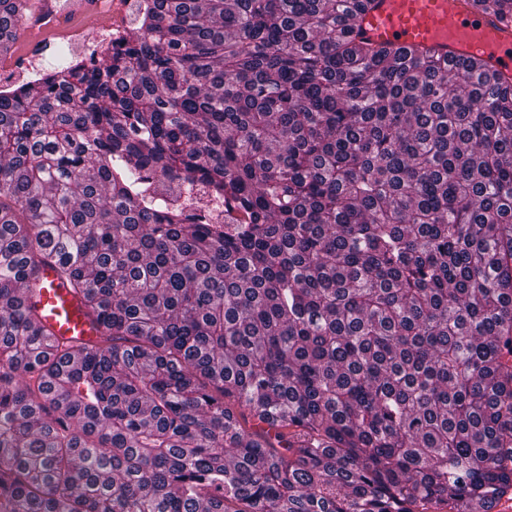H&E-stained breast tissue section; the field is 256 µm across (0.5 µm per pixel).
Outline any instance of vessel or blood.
Masks as SVG:
<instances>
[{
  "label": "vessel or blood",
  "mask_w": 512,
  "mask_h": 512,
  "mask_svg": "<svg viewBox=\"0 0 512 512\" xmlns=\"http://www.w3.org/2000/svg\"><path fill=\"white\" fill-rule=\"evenodd\" d=\"M358 39L403 49L435 52L450 68L476 60L503 83H512V24L476 10L470 0H372L354 22ZM39 324L58 339L93 343L98 333L92 314L45 268Z\"/></svg>",
  "instance_id": "vessel-or-blood-1"
}]
</instances>
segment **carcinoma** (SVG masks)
<instances>
[{
  "instance_id": "cac0c4a2",
  "label": "carcinoma",
  "mask_w": 512,
  "mask_h": 512,
  "mask_svg": "<svg viewBox=\"0 0 512 512\" xmlns=\"http://www.w3.org/2000/svg\"><path fill=\"white\" fill-rule=\"evenodd\" d=\"M368 3L141 0L0 93V512L512 499V85ZM50 261L95 343L25 304Z\"/></svg>"
}]
</instances>
